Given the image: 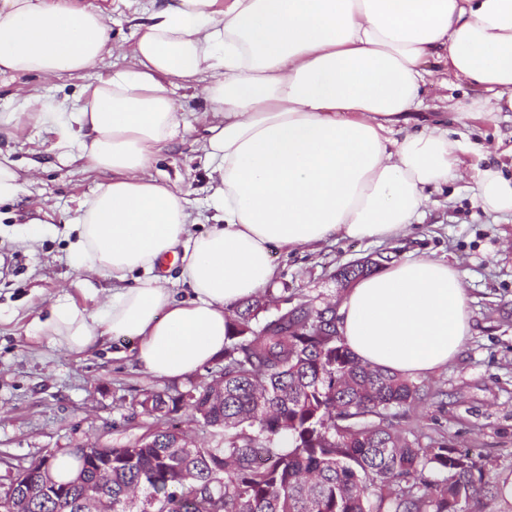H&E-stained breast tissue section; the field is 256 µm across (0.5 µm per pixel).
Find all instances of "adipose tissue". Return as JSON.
<instances>
[{
  "label": "adipose tissue",
  "instance_id": "obj_1",
  "mask_svg": "<svg viewBox=\"0 0 512 512\" xmlns=\"http://www.w3.org/2000/svg\"><path fill=\"white\" fill-rule=\"evenodd\" d=\"M132 38L128 66L60 99L28 94L0 126L34 122L60 163L103 176L71 254L80 273L117 285L91 310L56 299L42 333L73 353L136 338L135 361L160 380L223 355L229 306L275 276L271 246L390 239L461 177L446 128L396 133L434 75L512 108V0H180L140 15ZM124 51L100 9L0 0V74L79 77ZM181 87L199 89L212 117L202 150L214 223L199 233L185 191L151 174L191 132ZM475 197L512 213V177L481 171ZM166 257L188 297L156 273ZM337 318L362 363L409 377L447 365L469 331L461 272L423 256L358 280Z\"/></svg>",
  "mask_w": 512,
  "mask_h": 512
}]
</instances>
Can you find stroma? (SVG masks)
<instances>
[{
  "label": "stroma",
  "instance_id": "obj_1",
  "mask_svg": "<svg viewBox=\"0 0 512 512\" xmlns=\"http://www.w3.org/2000/svg\"><path fill=\"white\" fill-rule=\"evenodd\" d=\"M112 71L104 58L81 77L50 81L0 75V109L32 92L64 96ZM175 99L194 130L192 138L169 146L154 173L176 182L201 225L212 211L204 189L206 173L194 142L206 127V104L196 91L179 89ZM427 120L448 126L462 139L465 178L433 192L420 220L385 241L344 238L288 251L272 247L277 278L267 289L272 302L286 299L317 307L340 305L346 292L337 270L364 257L398 261L425 256L447 262L463 275L469 297L470 335L458 356L417 382L441 393L403 413L399 425L479 454L492 476H512V214L484 212L474 196L477 170L494 166L512 175V111L495 122H459L454 111L430 109ZM52 134L25 125L0 132V151L22 163H38V182L0 207V492L18 469L88 443L102 448L134 444L156 425L136 402L156 390L188 389L219 375L216 360L184 379L158 381L141 372L130 351L136 342L118 338L73 354L38 333L50 302L67 295L81 307L102 299L107 282L75 269L70 226L80 202L91 197L101 177L62 165ZM33 223L53 227L34 250L15 241L16 230Z\"/></svg>",
  "mask_w": 512,
  "mask_h": 512
}]
</instances>
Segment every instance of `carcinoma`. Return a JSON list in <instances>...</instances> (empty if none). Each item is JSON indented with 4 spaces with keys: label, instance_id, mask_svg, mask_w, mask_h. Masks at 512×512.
Instances as JSON below:
<instances>
[{
    "label": "carcinoma",
    "instance_id": "cac0c4a2",
    "mask_svg": "<svg viewBox=\"0 0 512 512\" xmlns=\"http://www.w3.org/2000/svg\"><path fill=\"white\" fill-rule=\"evenodd\" d=\"M261 296L233 308L224 398L210 384L151 392L153 447L112 449L113 512H482L500 481L469 451L397 428L398 408L423 399L411 377L370 367L345 344L336 311L307 304L265 315ZM215 446L174 447L182 410ZM91 447L74 450L67 497L36 493L26 512H81Z\"/></svg>",
    "mask_w": 512,
    "mask_h": 512
}]
</instances>
